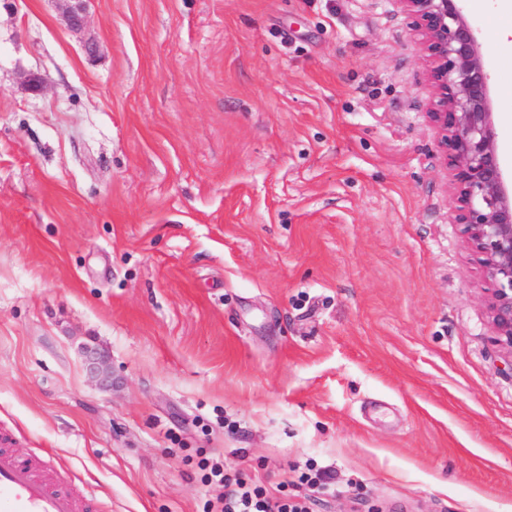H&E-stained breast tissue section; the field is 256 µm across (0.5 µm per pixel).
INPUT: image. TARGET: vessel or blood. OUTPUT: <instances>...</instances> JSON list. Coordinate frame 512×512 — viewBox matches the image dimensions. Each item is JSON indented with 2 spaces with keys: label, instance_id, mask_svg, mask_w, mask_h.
Masks as SVG:
<instances>
[{
  "label": "vessel or blood",
  "instance_id": "obj_1",
  "mask_svg": "<svg viewBox=\"0 0 512 512\" xmlns=\"http://www.w3.org/2000/svg\"><path fill=\"white\" fill-rule=\"evenodd\" d=\"M78 499L35 476L30 463L0 451V512H79Z\"/></svg>",
  "mask_w": 512,
  "mask_h": 512
}]
</instances>
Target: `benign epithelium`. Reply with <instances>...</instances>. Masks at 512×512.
Here are the masks:
<instances>
[{
  "label": "benign epithelium",
  "instance_id": "obj_1",
  "mask_svg": "<svg viewBox=\"0 0 512 512\" xmlns=\"http://www.w3.org/2000/svg\"><path fill=\"white\" fill-rule=\"evenodd\" d=\"M69 28L84 29L88 0H62ZM422 35L436 96L427 116L440 135L452 174V221L483 255L492 282L485 302L491 332L512 355V173L500 162L491 98V74L481 35L464 14L463 0H399ZM89 372L107 380L101 355L85 350Z\"/></svg>",
  "mask_w": 512,
  "mask_h": 512
}]
</instances>
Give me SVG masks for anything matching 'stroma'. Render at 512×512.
Segmentation results:
<instances>
[{
  "label": "stroma",
  "mask_w": 512,
  "mask_h": 512,
  "mask_svg": "<svg viewBox=\"0 0 512 512\" xmlns=\"http://www.w3.org/2000/svg\"><path fill=\"white\" fill-rule=\"evenodd\" d=\"M463 5L511 170L512 0ZM431 97L397 0H91L80 33L0 0V446L89 512H205L200 453L309 512H512Z\"/></svg>",
  "instance_id": "1"
}]
</instances>
